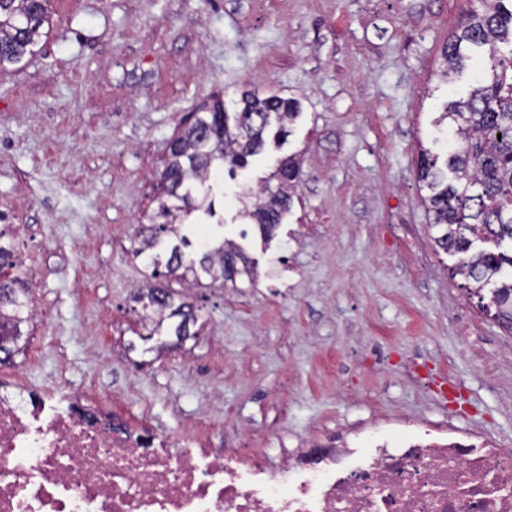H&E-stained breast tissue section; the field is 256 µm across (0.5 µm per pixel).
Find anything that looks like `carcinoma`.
Wrapping results in <instances>:
<instances>
[{"label":"carcinoma","instance_id":"1","mask_svg":"<svg viewBox=\"0 0 512 512\" xmlns=\"http://www.w3.org/2000/svg\"><path fill=\"white\" fill-rule=\"evenodd\" d=\"M51 0H0V73L17 72L41 49L43 25L50 22ZM485 50L489 68L466 96L446 102L435 125L452 132L456 145L446 157L424 149L418 181L429 191L424 203L435 228V245L459 257L453 268L480 308L512 331V0H482L442 48L445 81L463 72L469 50ZM299 115L298 102L279 95L245 92L230 112L216 96L195 112L169 141L160 173L162 196L150 223L137 234V256L151 254L150 283L139 290L141 324L149 335L187 336L197 317L189 296L173 289L186 281L205 287L201 278L236 287L237 277L252 275L243 253L228 241H207L197 250L181 234L183 221L197 215L205 224L215 215L211 177L223 167L232 172L260 154L268 138L278 140ZM301 168L296 157L279 161L245 215L272 238L290 211ZM30 288L16 265L15 249L0 242V336L11 337L0 365L12 362L27 343Z\"/></svg>","mask_w":512,"mask_h":512}]
</instances>
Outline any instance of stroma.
Instances as JSON below:
<instances>
[{
	"instance_id": "stroma-1",
	"label": "stroma",
	"mask_w": 512,
	"mask_h": 512,
	"mask_svg": "<svg viewBox=\"0 0 512 512\" xmlns=\"http://www.w3.org/2000/svg\"><path fill=\"white\" fill-rule=\"evenodd\" d=\"M477 0H52L42 52L0 76V198L39 310L0 367L57 410L75 393L133 427L272 456L343 424L406 420L512 441V334L455 276L416 176L453 83L441 50ZM299 101L282 146L216 209L254 278L198 288L196 336L142 341L130 246L177 128L214 96ZM302 169L270 241L244 215L279 160Z\"/></svg>"
}]
</instances>
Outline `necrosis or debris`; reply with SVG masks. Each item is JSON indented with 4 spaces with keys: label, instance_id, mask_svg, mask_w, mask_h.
I'll list each match as a JSON object with an SVG mask.
<instances>
[{
    "label": "necrosis or debris",
    "instance_id": "obj_1",
    "mask_svg": "<svg viewBox=\"0 0 512 512\" xmlns=\"http://www.w3.org/2000/svg\"><path fill=\"white\" fill-rule=\"evenodd\" d=\"M0 512H512V446L415 423L276 459L0 395Z\"/></svg>",
    "mask_w": 512,
    "mask_h": 512
}]
</instances>
